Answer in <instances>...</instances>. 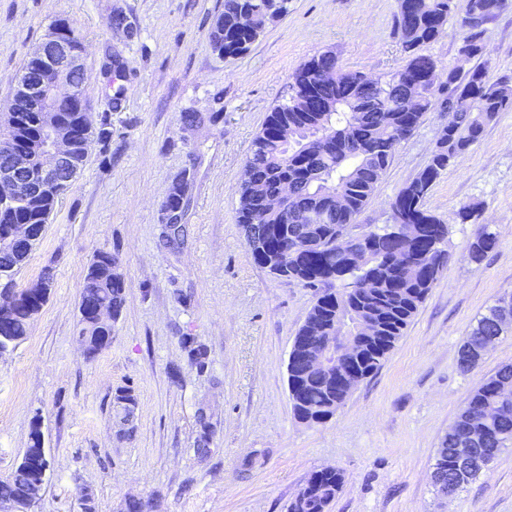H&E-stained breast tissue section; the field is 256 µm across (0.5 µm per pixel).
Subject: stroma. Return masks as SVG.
<instances>
[{"label":"stroma","instance_id":"stroma-1","mask_svg":"<svg viewBox=\"0 0 512 512\" xmlns=\"http://www.w3.org/2000/svg\"><path fill=\"white\" fill-rule=\"evenodd\" d=\"M455 0L446 32L421 46L444 67L461 66ZM398 0H289L285 17L243 55L209 46L224 0H0V113L33 47L56 20L84 42L82 86L94 144L77 181L61 196L46 231L15 277L25 288L51 271L48 302L28 337L0 356V478L9 475L40 416L50 461L34 512H123L126 497L150 512H286L310 475L333 467L344 478L329 512H512V447L487 475L450 496L436 492L432 465L441 438L473 392L512 365V333L463 370L464 337L494 301L512 296V109L434 183L428 208L448 226L449 259L381 368L359 383L325 423L299 422L288 397V354L313 305L311 289L276 279L253 259L236 221L251 144L291 76L323 51L347 70L378 76L407 61L396 31ZM494 77L512 78V5L484 36ZM201 122L185 127L182 115ZM442 112L425 115L356 220V232L390 221V203L427 165ZM190 183L175 248L162 241L163 205ZM477 206L478 223L457 212ZM498 245L468 258L477 224ZM118 253L125 305L111 345L83 353L78 306L87 268ZM209 350L191 366L181 338ZM132 387V427L113 395ZM210 423L209 456L194 452L198 409Z\"/></svg>","mask_w":512,"mask_h":512}]
</instances>
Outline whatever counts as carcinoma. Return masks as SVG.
<instances>
[{
  "mask_svg": "<svg viewBox=\"0 0 512 512\" xmlns=\"http://www.w3.org/2000/svg\"><path fill=\"white\" fill-rule=\"evenodd\" d=\"M503 7V0H468L462 19V43L482 56L479 46L489 24ZM453 0H399L396 27L410 54L401 69L368 76L346 71L336 55L325 51L305 62L292 76L288 102L268 113L262 130L252 142L245 166L248 179L240 187L237 223L245 241L262 236L265 247L257 264L276 277H285L311 288L314 304L294 337L288 356L289 397L294 415L314 425L332 418L348 393L336 384V373L322 368L312 356L323 347V336H353L357 327L370 330L356 359L344 361L362 378L379 370L388 353L404 335L448 262L445 249L448 225L426 207L434 182L451 162L482 137L499 113L512 107L501 94L506 80L493 78L487 63L455 76L454 92L461 103L452 108L448 89L422 79L437 62L418 48L437 40L446 29ZM288 13V0H224L210 33L213 51L227 57L245 53L269 26ZM429 112H446L448 121L438 134L426 167L407 183L390 203L406 224H424L422 238L404 245L390 224L358 238L351 233L389 167L395 146L410 137ZM41 113L9 115L4 138L15 142L40 135ZM112 131L101 125L79 144L73 162L83 167L93 143H105ZM293 188L288 206L269 210L268 201L283 184ZM60 188L38 198H18L0 212V233L13 221L37 226L42 237L59 197ZM189 184L181 180L165 205L185 209ZM352 238V262L342 277L336 276V240ZM498 242L486 224L477 227L469 244L470 260L481 263ZM35 244L21 245L0 254V285L14 286ZM102 304L112 310V324L100 326L79 318V335L96 345L110 336L113 322L125 305L124 274L116 254L98 252L90 264L79 309ZM30 309H15L0 323V355L13 350L28 336ZM512 330V296L499 299L478 319L461 346V366L470 370L484 355V345ZM192 365L207 364V348L186 336ZM114 404L124 423L133 417L137 398L130 387L116 390ZM512 442V365L500 367L472 394L456 421L441 439L433 468L435 487L454 494L487 473L502 448ZM49 460L43 451L33 457L32 468L20 463L0 479V500H13L39 481L43 495ZM339 471H314L288 504L287 512H328L342 487Z\"/></svg>",
  "mask_w": 512,
  "mask_h": 512,
  "instance_id": "1",
  "label": "carcinoma"
}]
</instances>
